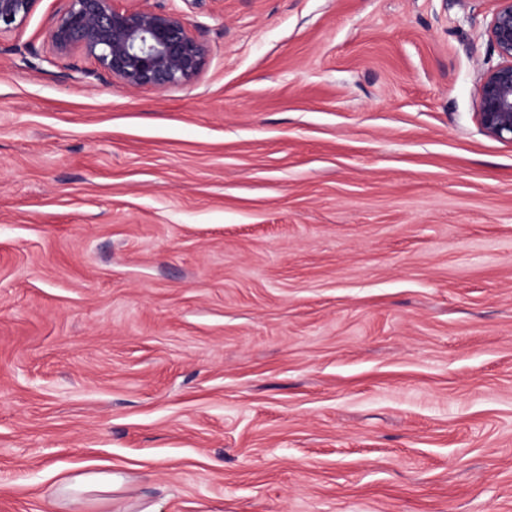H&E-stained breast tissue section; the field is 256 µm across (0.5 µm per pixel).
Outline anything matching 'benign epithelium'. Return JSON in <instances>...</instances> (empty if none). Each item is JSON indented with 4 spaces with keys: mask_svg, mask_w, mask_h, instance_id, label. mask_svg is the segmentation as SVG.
Returning <instances> with one entry per match:
<instances>
[{
    "mask_svg": "<svg viewBox=\"0 0 512 512\" xmlns=\"http://www.w3.org/2000/svg\"><path fill=\"white\" fill-rule=\"evenodd\" d=\"M39 0H0V33L23 25ZM47 30L60 55L79 51L129 89L158 92L193 83L202 72L207 46L175 12L115 0H62ZM485 34L499 58L482 69L475 85L476 114L484 133L512 142V0H497Z\"/></svg>",
    "mask_w": 512,
    "mask_h": 512,
    "instance_id": "1",
    "label": "benign epithelium"
}]
</instances>
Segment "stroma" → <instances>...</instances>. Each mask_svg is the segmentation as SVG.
Segmentation results:
<instances>
[{
	"label": "stroma",
	"mask_w": 512,
	"mask_h": 512,
	"mask_svg": "<svg viewBox=\"0 0 512 512\" xmlns=\"http://www.w3.org/2000/svg\"><path fill=\"white\" fill-rule=\"evenodd\" d=\"M144 4L193 84L0 35V512H512L496 0ZM496 1L485 34L499 62L478 74L476 114L487 136L512 143V0ZM85 489L101 493L112 492V474L94 473L77 477L73 484L64 487L68 489Z\"/></svg>",
	"instance_id": "1"
}]
</instances>
